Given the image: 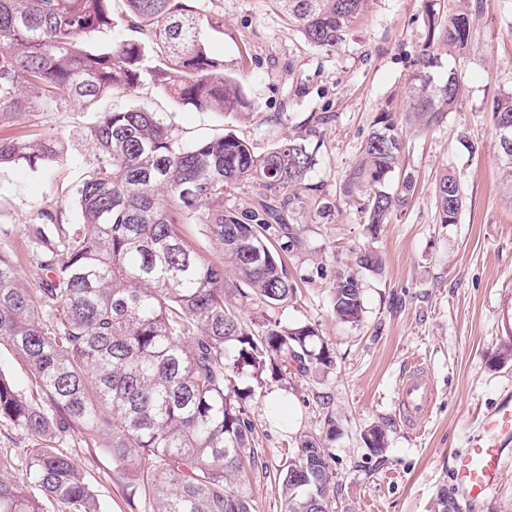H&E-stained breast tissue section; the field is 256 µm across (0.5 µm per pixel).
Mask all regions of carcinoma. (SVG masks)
I'll use <instances>...</instances> for the list:
<instances>
[{"mask_svg": "<svg viewBox=\"0 0 512 512\" xmlns=\"http://www.w3.org/2000/svg\"><path fill=\"white\" fill-rule=\"evenodd\" d=\"M112 0H0V125L21 112H54L135 90L145 81L183 105L241 114L250 107L239 82L224 73L204 31L224 19L192 0H123L136 37L92 49L89 36L116 27ZM307 43L334 49L369 0H276ZM473 13L435 12L417 54L405 120L440 123L461 94L454 73L437 81L441 47L465 50ZM495 132L512 130V93L493 100ZM91 136L98 164L78 192L82 223L58 224L41 214L28 246L39 287H28L17 260L0 249V341L27 365L23 390L0 371V422L27 432L34 447L17 460L0 455V512H102L94 488L70 453L101 447L127 472L147 512H252L249 490L258 474L255 426L245 393L231 377L253 378L292 366L306 375L328 369V344L311 325L270 324L256 335L227 301L224 266L269 306L296 293L287 266L266 236L285 224L317 165L301 139L257 154L233 133L182 146L142 107L102 112ZM404 145L394 112H381L346 174L344 195L361 200L375 231L411 202L409 174L394 191ZM59 139L0 138V164L30 167L59 158ZM498 168L512 187V144H499ZM258 187L264 201L245 211L224 209V189ZM281 190L292 197L278 202ZM441 223L453 224L464 205L454 174L435 186ZM198 217L224 250L209 261L179 233ZM333 311L344 322L361 312L358 279L339 273ZM237 349L227 363L226 347ZM376 454L386 430L364 436ZM283 512H330L334 486L330 455L313 435L278 473Z\"/></svg>", "mask_w": 512, "mask_h": 512, "instance_id": "carcinoma-1", "label": "carcinoma"}]
</instances>
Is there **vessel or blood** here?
<instances>
[{
    "label": "vessel or blood",
    "instance_id": "b4317fda",
    "mask_svg": "<svg viewBox=\"0 0 512 512\" xmlns=\"http://www.w3.org/2000/svg\"><path fill=\"white\" fill-rule=\"evenodd\" d=\"M433 383L422 366L410 369L399 388V416L411 430L421 431L434 405ZM512 450V396L483 413L469 438L466 453L454 465L455 492L465 505H473L495 488L501 463Z\"/></svg>",
    "mask_w": 512,
    "mask_h": 512
}]
</instances>
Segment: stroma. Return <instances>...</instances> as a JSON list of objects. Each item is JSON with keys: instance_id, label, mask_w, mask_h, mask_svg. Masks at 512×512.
<instances>
[{"instance_id": "obj_1", "label": "stroma", "mask_w": 512, "mask_h": 512, "mask_svg": "<svg viewBox=\"0 0 512 512\" xmlns=\"http://www.w3.org/2000/svg\"><path fill=\"white\" fill-rule=\"evenodd\" d=\"M430 0H369L345 42L327 50L292 30L276 0H209L224 30L206 31L210 51L224 59L250 103L245 116L199 111L174 102L146 83L84 109L29 112L0 126V137H57L67 145L58 162L29 168L0 165V249L13 253L21 274L34 261L27 227L42 212L62 223L80 221L77 189L96 162L90 127L97 113L142 106L169 126L178 143L227 132L264 152L286 138L316 151L312 186L289 228L270 242L297 284L285 306L255 296L231 301L254 333L267 324H310L334 354L331 368L236 376L252 387L244 401L259 435L263 465L250 490L254 512H282L278 470L309 433L328 448L336 497L332 512H460L451 456L469 446L480 417L512 391V359H498L512 339V196L501 185L494 97L512 91V0H441L443 15L469 6L474 34L465 52L443 51L434 76L457 72L463 93L455 112L434 128L402 123V168L416 181L408 207L370 232L360 206L340 192L379 113L401 111L425 39ZM452 172L465 202L456 223H441L435 184ZM382 260L375 271L359 257ZM359 280L362 313L355 323L336 319L337 274ZM430 372L436 387L422 435L403 426L399 386L412 364ZM387 430V449L375 454L363 436ZM78 468L97 490L103 512H133L130 481L100 449L76 452Z\"/></svg>"}]
</instances>
